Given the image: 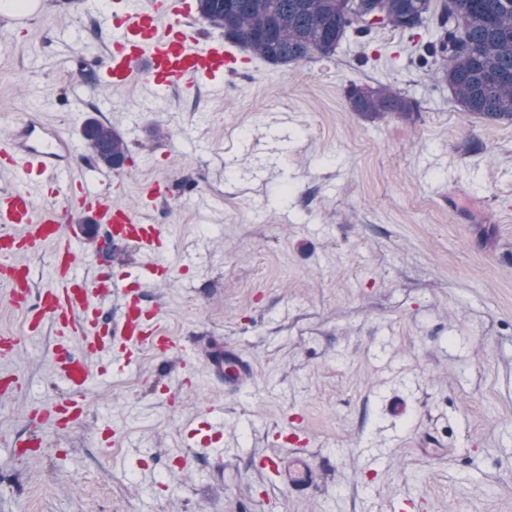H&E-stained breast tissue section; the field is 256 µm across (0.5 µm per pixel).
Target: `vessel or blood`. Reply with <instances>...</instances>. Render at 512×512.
<instances>
[{
  "instance_id": "obj_1",
  "label": "vessel or blood",
  "mask_w": 512,
  "mask_h": 512,
  "mask_svg": "<svg viewBox=\"0 0 512 512\" xmlns=\"http://www.w3.org/2000/svg\"><path fill=\"white\" fill-rule=\"evenodd\" d=\"M110 28L100 81L112 88L128 85L139 74L164 97L179 83H216L244 64L232 47L195 37L189 13L178 0H116ZM23 131L26 143L13 135L0 140V175L11 182L10 188L0 190V285L6 287L12 307L24 311L31 333L48 324L54 328L53 369L68 394L38 421L61 431L85 412L93 362L107 363L121 373L135 367L142 349L167 357L185 354L189 345L171 336L158 312L144 306L137 280L118 290L107 274L92 279L83 275L71 229L75 223L100 225L105 240L134 247L140 278L157 282L168 272L163 261L168 246L165 226L145 223L133 210L104 201L101 188L112 182L108 172L90 167L78 176L62 165V155H82L81 144L32 123ZM63 185L71 193L70 206L37 205L36 193L49 196ZM44 246L53 249V283L38 289L26 257ZM115 294L121 312L108 321L101 305ZM210 362L228 387L243 388L254 378L252 365L233 349L213 350ZM265 463L297 496L321 479L320 469L300 452L286 459L269 457Z\"/></svg>"
}]
</instances>
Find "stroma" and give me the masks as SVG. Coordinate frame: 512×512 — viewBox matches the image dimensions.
Segmentation results:
<instances>
[{
	"label": "stroma",
	"instance_id": "stroma-1",
	"mask_svg": "<svg viewBox=\"0 0 512 512\" xmlns=\"http://www.w3.org/2000/svg\"><path fill=\"white\" fill-rule=\"evenodd\" d=\"M112 2L0 16V137L31 120L79 138L92 118L124 135L122 187L103 197L142 210L146 188L168 182L143 212L168 228L169 277L143 298L199 347L186 363L142 351L123 374L94 365L83 422L43 427L45 451L21 456L32 411L65 390L52 329L28 336L0 287V335L20 340L0 371L25 385L0 396V512H512V121L460 112L414 64L427 28L375 27L332 56L259 58L164 98L140 79L108 88L95 75ZM354 84L418 110L352 111ZM80 232L84 272L134 268L132 248ZM214 343L254 364L246 391L209 376ZM214 406L219 464L187 444ZM298 424L325 472L302 496L261 465L288 453ZM134 443L144 467L123 464Z\"/></svg>",
	"mask_w": 512,
	"mask_h": 512
}]
</instances>
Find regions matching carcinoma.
<instances>
[{"label": "carcinoma", "instance_id": "cac0c4a2", "mask_svg": "<svg viewBox=\"0 0 512 512\" xmlns=\"http://www.w3.org/2000/svg\"><path fill=\"white\" fill-rule=\"evenodd\" d=\"M350 0H196L199 17L224 31V40L269 64L288 66L335 53L337 42L359 34ZM380 12L402 32L439 18L418 62L438 72L459 110L487 120H512V0H379ZM355 112L379 115L417 109L415 100L390 88L353 85ZM94 160L120 168L129 159L122 135L95 119L84 128Z\"/></svg>", "mask_w": 512, "mask_h": 512}]
</instances>
